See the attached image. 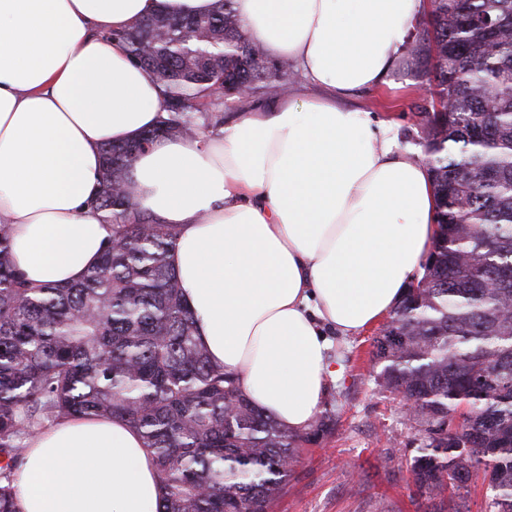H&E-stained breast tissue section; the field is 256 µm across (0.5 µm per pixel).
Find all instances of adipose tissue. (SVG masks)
Listing matches in <instances>:
<instances>
[{
  "label": "adipose tissue",
  "mask_w": 512,
  "mask_h": 512,
  "mask_svg": "<svg viewBox=\"0 0 512 512\" xmlns=\"http://www.w3.org/2000/svg\"><path fill=\"white\" fill-rule=\"evenodd\" d=\"M212 0H0V224L34 286L71 284L112 234L90 201L102 148L152 129L153 74L108 40L157 11ZM269 56L318 96H281L219 135L164 138L137 153L130 194L175 230L168 261L210 361L251 404L308 430L343 366L333 336L366 331L424 273L435 195L393 124L339 97L392 85L429 0H235ZM18 512H156L160 477L140 432L62 417L25 441Z\"/></svg>",
  "instance_id": "1"
}]
</instances>
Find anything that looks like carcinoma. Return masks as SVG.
I'll list each match as a JSON object with an SVG mask.
<instances>
[{
  "label": "carcinoma",
  "instance_id": "cac0c4a2",
  "mask_svg": "<svg viewBox=\"0 0 512 512\" xmlns=\"http://www.w3.org/2000/svg\"><path fill=\"white\" fill-rule=\"evenodd\" d=\"M108 39L155 75L162 115L148 133H219L224 113L288 93L297 73L247 36L233 0L158 14ZM437 196L425 274L374 338L375 382L418 406L409 458L417 493L464 512L480 484L512 512V0H431L407 51ZM224 85V95L216 90ZM138 148L102 150L93 209L112 228L79 282L34 287L0 224V512H17L10 474L22 438L60 417H119L156 463L158 512H270L297 449L333 435L324 410L289 432L256 409L195 336L167 256L174 228L129 205Z\"/></svg>",
  "mask_w": 512,
  "mask_h": 512
}]
</instances>
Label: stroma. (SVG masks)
<instances>
[{"instance_id":"obj_1","label":"stroma","mask_w":512,"mask_h":512,"mask_svg":"<svg viewBox=\"0 0 512 512\" xmlns=\"http://www.w3.org/2000/svg\"><path fill=\"white\" fill-rule=\"evenodd\" d=\"M394 88L362 91L345 98L349 107L393 120L402 143L416 144L420 101L415 80L399 71ZM377 327L335 338L333 352L344 366L330 387L326 408L336 413L332 437L299 450L295 473L271 512H424L406 467L418 432L393 395L374 382L373 340Z\"/></svg>"}]
</instances>
